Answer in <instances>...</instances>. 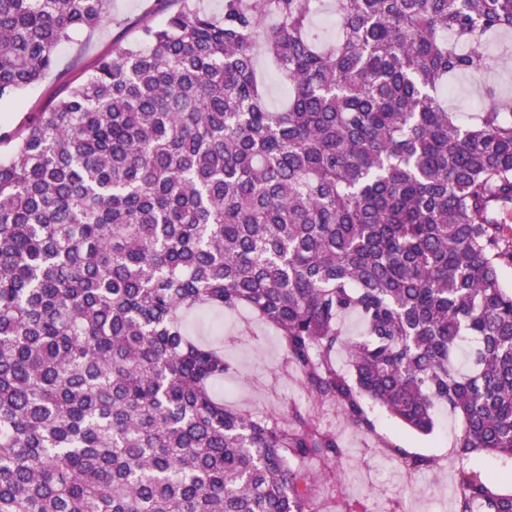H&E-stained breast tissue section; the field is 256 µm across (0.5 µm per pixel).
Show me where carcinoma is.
Masks as SVG:
<instances>
[{
    "label": "carcinoma",
    "instance_id": "carcinoma-1",
    "mask_svg": "<svg viewBox=\"0 0 512 512\" xmlns=\"http://www.w3.org/2000/svg\"><path fill=\"white\" fill-rule=\"evenodd\" d=\"M112 0H0V104L48 75ZM112 50L67 96L0 126V512H314L368 404L512 459V105L477 121L448 78L489 65L512 0H201ZM288 84L275 110L259 77ZM251 311L308 392L224 405L221 346L185 314ZM356 314L363 330L341 321ZM346 354L348 368L337 358ZM385 448L407 470L434 461ZM455 512H512L461 465Z\"/></svg>",
    "mask_w": 512,
    "mask_h": 512
}]
</instances>
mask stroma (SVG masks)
Wrapping results in <instances>:
<instances>
[{
    "label": "stroma",
    "mask_w": 512,
    "mask_h": 512,
    "mask_svg": "<svg viewBox=\"0 0 512 512\" xmlns=\"http://www.w3.org/2000/svg\"><path fill=\"white\" fill-rule=\"evenodd\" d=\"M177 7L176 0H112L110 17L59 48L52 72L20 91L7 111L0 112V123L20 126L28 113L66 95L116 46L138 40L144 26L161 24ZM485 45L492 58L491 69L482 74H459L450 80L448 107L466 122L473 121L479 112L486 84L498 85L503 96H512V61L501 59L504 49H512V35L486 38ZM190 322L194 337L223 342L224 355L236 368L219 388L225 405L254 414L273 410L282 397L307 405L308 394L297 376L280 381L277 389L268 386L283 357L275 330L245 312L217 318L194 316ZM326 417L335 427L345 455L340 480L324 487L319 495L318 512H333L336 499L341 497L367 501L370 512H453L454 476L460 464L454 450V439L460 431L457 418L439 412L433 432L420 434L376 406L370 411L375 431L365 434L348 426L340 408L328 409ZM387 442L433 459L434 469L409 473L385 452L383 445Z\"/></svg>",
    "instance_id": "35a3bbf8"
}]
</instances>
